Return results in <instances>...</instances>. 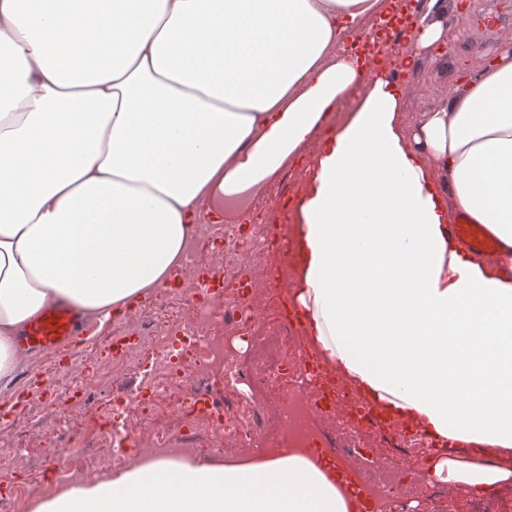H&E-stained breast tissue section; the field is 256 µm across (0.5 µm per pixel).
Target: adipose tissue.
<instances>
[{"mask_svg":"<svg viewBox=\"0 0 512 512\" xmlns=\"http://www.w3.org/2000/svg\"><path fill=\"white\" fill-rule=\"evenodd\" d=\"M403 0H0V389L25 324L64 300L120 319L182 274L208 201L314 162L294 206L308 346L422 432L428 473L512 482V37L408 120L396 72L442 24L367 63L340 50ZM482 225V255L450 235ZM32 512H347L330 461L160 459Z\"/></svg>","mask_w":512,"mask_h":512,"instance_id":"adipose-tissue-1","label":"adipose tissue"}]
</instances>
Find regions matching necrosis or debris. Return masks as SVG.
<instances>
[{
    "label": "necrosis or debris",
    "mask_w": 512,
    "mask_h": 512,
    "mask_svg": "<svg viewBox=\"0 0 512 512\" xmlns=\"http://www.w3.org/2000/svg\"><path fill=\"white\" fill-rule=\"evenodd\" d=\"M206 256L184 255L183 300L176 336L159 330L170 305L167 295L150 309L129 313L135 337L123 344L95 373L69 380L81 393V427H92L65 477L75 483L88 476L132 470L158 458L211 460L200 448L204 438L219 439L225 461L258 459L271 448H285L311 461L331 456L348 463L354 481L338 480L347 512H358L361 490L394 512H440L442 497L434 487L407 486L389 459L409 455L411 442L399 424L381 428L362 422L359 396L332 369L305 365L309 354L297 328L272 312L273 282L287 281L281 265L288 252L269 241L270 227L224 225L213 233L202 225ZM255 273L249 298L225 293L223 285H201V268L220 275L238 267ZM247 339L246 356L224 344L225 335ZM373 448L363 460L360 449Z\"/></svg>",
    "instance_id": "necrosis-or-debris-1"
}]
</instances>
